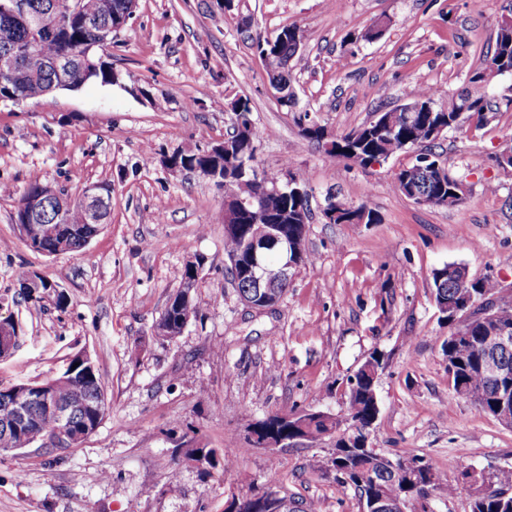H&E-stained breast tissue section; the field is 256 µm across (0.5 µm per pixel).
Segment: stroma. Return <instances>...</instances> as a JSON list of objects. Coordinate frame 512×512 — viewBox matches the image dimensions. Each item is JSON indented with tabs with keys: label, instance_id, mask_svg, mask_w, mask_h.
Here are the masks:
<instances>
[{
	"label": "stroma",
	"instance_id": "stroma-1",
	"mask_svg": "<svg viewBox=\"0 0 512 512\" xmlns=\"http://www.w3.org/2000/svg\"><path fill=\"white\" fill-rule=\"evenodd\" d=\"M512 0H136L105 61L116 84L90 82L37 102L0 103V319L20 326L0 359V387L48 380L84 352L99 369L108 412L77 448L49 462L41 451L0 457V512H224L232 497L268 484L319 512H361L328 462L335 436L304 448H259L249 428L280 413L346 419L347 379L373 354L380 413L371 446L424 458L457 483L458 466L512 467V429L453 397L443 347L448 322L432 273L448 263L512 290V74L493 79L495 118L435 143L465 188L453 208L397 193L401 152L373 165L330 160L305 139L310 115L329 134L359 128L402 104L414 83L443 92L438 108L488 65ZM387 28L372 43L371 22ZM300 23L288 70L298 104H282L251 37ZM249 98L262 131L261 169L291 167L310 190L306 247L282 299L246 310L225 273L224 192L198 173L171 174L165 156L206 149L232 132L234 100ZM78 194L112 187L107 224L87 257L47 256L20 237L14 213L31 177ZM369 203L372 224H329L328 196ZM205 266L199 315L174 340L153 328L185 264ZM56 281L65 307L21 299L19 267ZM189 446L232 449L222 468L185 461ZM325 462L312 471L310 457Z\"/></svg>",
	"mask_w": 512,
	"mask_h": 512
}]
</instances>
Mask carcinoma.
<instances>
[{"label": "carcinoma", "mask_w": 512, "mask_h": 512, "mask_svg": "<svg viewBox=\"0 0 512 512\" xmlns=\"http://www.w3.org/2000/svg\"><path fill=\"white\" fill-rule=\"evenodd\" d=\"M58 0H27L29 13L22 21L4 19L0 14V59L8 56L17 45H25L28 52L23 56L22 68L17 70L9 83L0 86V94L11 95L21 101H34L43 98L46 89L62 82L81 87L91 81L110 82L111 71L99 68L95 72L87 70L79 54L81 47L99 39V34L121 22L130 7V0H81L82 13L70 19H58ZM253 43L260 57L264 58V67L269 80L284 86H291L288 75V61L298 51V42L284 40L276 35L270 40L256 34ZM490 63L497 69L512 70V28L501 29L496 35ZM441 90L423 86H409L403 93L404 99L414 101L435 102ZM458 99L468 103L466 118L473 119L476 126L488 123V115L493 109L488 101V85L473 73L468 79L467 88L458 94ZM235 105L241 107L239 118L246 132L236 140V155L233 160H257L254 145L259 143L260 132L254 126L251 114L252 107L248 98H239ZM440 113L429 116L427 112H415L409 121L403 115H393V128L388 125L365 124L362 127L336 136V149L324 150L327 157L337 160L357 162L366 161L379 156L393 155L419 147H430L435 140L429 137L427 125L431 118H439ZM301 135L308 140L323 146L327 137L326 130L311 120L306 127L300 129ZM428 159L415 161L402 167L396 174L394 190L410 196L409 188H414L416 197L424 198L426 204L455 207L463 201V184L445 173V162L442 156L433 152L426 153ZM170 161L187 170L205 169L213 158L201 150L176 152ZM282 180L280 173L260 172V177L247 179L239 191L244 198H255L259 202L270 203L288 212V222L281 224L285 236L302 235L305 221L310 219L309 197L271 195V192ZM81 202L65 189L59 190V197L48 205L44 222H51L57 215L66 218L75 232L66 237L64 253H80L86 248L85 237L78 231L82 223ZM265 221V213L251 212L250 222L234 225V231L224 235V254L235 259L229 267L227 275L235 286L238 294H246L255 299L263 296L264 288L258 287L249 271L253 258H258L261 265L271 272L280 268L284 261L283 251L275 246L254 247L260 236V229ZM440 270L433 272L435 297L444 296L453 299L459 292L455 284L448 280H439ZM37 275L24 267L16 274L20 293L32 302L40 305L39 295H34L24 288V283ZM470 291L475 298H491L501 292L498 283L484 279L471 285ZM197 317L198 306L192 297H186L176 291L169 297L165 309L157 320V326L164 327L170 334L181 333L187 313ZM454 331L463 332L465 339L460 343L448 340L445 356L448 367L453 369L450 375L453 396L469 401L482 411L493 414L500 396L505 392L507 383H512V348L499 350L507 376L487 374L482 371L478 362L482 354L489 350L486 343L487 329L480 323L461 320L455 323ZM56 383L50 387V402L70 404L87 401L96 404L94 413L80 412L75 424L90 425L95 428L101 424L107 414L108 402L101 377L97 370L87 373L79 369L65 378L55 377ZM13 398L9 394L0 393V454H9L13 448H32L40 445L46 438L53 436L58 425L52 412L44 402H36L32 409V422L15 430L2 424L10 414ZM374 406L370 384L357 378L356 388L349 390L348 423L334 419L326 423L320 412L308 415L311 426L307 443L313 444L330 434V430L344 432L367 425ZM336 480L345 488H351L362 503L375 497L384 500L382 510L392 512L394 500L401 497L405 500V512H426L427 490L445 489L448 495L456 492L453 484L444 482L442 475L426 466V471L398 472L391 468V463L381 456H370L364 452H346L333 461ZM471 512H512V467L497 469L492 481L480 495L472 501Z\"/></svg>", "instance_id": "obj_1"}]
</instances>
